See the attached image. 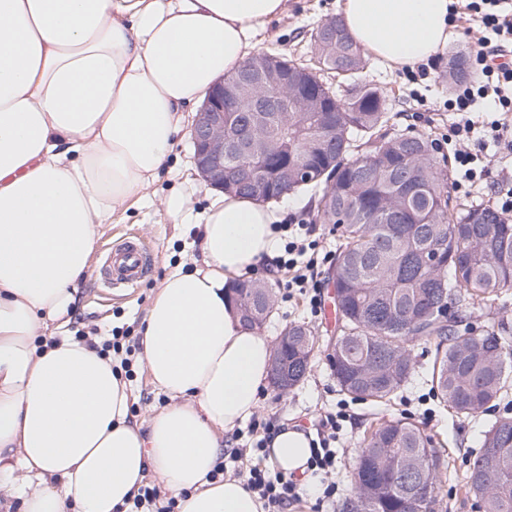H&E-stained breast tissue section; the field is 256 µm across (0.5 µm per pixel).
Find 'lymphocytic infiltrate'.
<instances>
[{
	"mask_svg": "<svg viewBox=\"0 0 512 512\" xmlns=\"http://www.w3.org/2000/svg\"><path fill=\"white\" fill-rule=\"evenodd\" d=\"M457 8L474 20L484 32L478 40L476 61L481 70L476 80L459 85L448 101L450 111L459 116L450 135L455 140V160L464 172L466 181L478 179L477 156L470 150L469 143L474 137L476 122L471 114L477 102H484L487 111L499 113L500 118L493 122V138L506 142L512 148V122L507 121V113L512 112V64L505 58L512 54V0H457ZM286 234L284 252L277 256V267L291 270L293 277L289 288L299 289L308 294L312 308H319L320 285L315 279L318 263L317 241H305L294 225L282 227ZM277 429L273 419L252 418L248 432L256 440L248 449L230 448L224 458L218 461L214 472L222 475H237V461L244 454L265 455L268 436ZM336 437V417L327 415L317 429V439L312 456L307 463L306 476L315 478L327 476L336 470V451L330 442ZM247 489L257 493L263 501L265 512H285L288 505L302 499L301 482L296 476H288L257 464L250 468L246 479Z\"/></svg>",
	"mask_w": 512,
	"mask_h": 512,
	"instance_id": "obj_1",
	"label": "lymphocytic infiltrate"
}]
</instances>
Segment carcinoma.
Wrapping results in <instances>:
<instances>
[{"mask_svg": "<svg viewBox=\"0 0 512 512\" xmlns=\"http://www.w3.org/2000/svg\"><path fill=\"white\" fill-rule=\"evenodd\" d=\"M341 36L322 27L310 34L311 62L277 52L280 72L300 70L308 106L280 103L248 109L244 103L279 86L244 64L224 83L238 103L224 111L225 131L254 144L252 163L264 179L279 180L224 192L271 202L310 188L320 190L316 217L340 229L330 272L336 289V335L325 345L340 391L379 408L396 399L414 372L412 347L432 354L430 388L457 417L502 402L512 377V326L485 324L512 290V220L489 206L452 209L454 180L427 135L389 133L385 96L359 79L361 52L339 20ZM333 73L339 87L320 83ZM248 326L266 322L274 309L267 283L233 286ZM277 353L297 386L320 350L306 325L290 323ZM445 458L427 429L408 417L374 416L365 429L353 471L354 494L338 512H438ZM465 484L480 512H512V414L487 424Z\"/></svg>", "mask_w": 512, "mask_h": 512, "instance_id": "carcinoma-1", "label": "carcinoma"}]
</instances>
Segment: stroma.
Here are the masks:
<instances>
[{
    "instance_id": "1",
    "label": "stroma",
    "mask_w": 512,
    "mask_h": 512,
    "mask_svg": "<svg viewBox=\"0 0 512 512\" xmlns=\"http://www.w3.org/2000/svg\"><path fill=\"white\" fill-rule=\"evenodd\" d=\"M287 2L286 13L258 35L257 48L302 59L306 56L312 30L335 16L336 0ZM474 26V21L455 18L447 47L426 60L428 74L415 84L408 81L403 70L390 69L373 58H366L360 77L386 96L395 131L409 135L424 133L435 139L449 132L457 119L455 112L448 109L454 91L441 80L440 73L448 63L449 52L461 50L468 60H475L474 38L470 33ZM471 149L479 154L485 174L475 184L458 187L455 194L463 203L499 207L512 190V150L496 146L488 138L473 141ZM172 166V172L163 175L151 187L146 201L128 211L122 222L110 225L100 242L101 247L113 248L126 235L140 238L151 251V265L144 281L133 290H108L99 283V267H92L78 288L75 310L68 317L69 335L81 332L89 337L103 336L110 334L112 328L120 327L127 330L129 336H138L146 310L168 265L189 262L198 256L200 227L172 224L160 204L161 198L176 185L183 187L186 206L192 214L201 213L209 203L210 191L202 185L194 167L189 133H182L173 153ZM252 277L271 284L276 294L274 311L261 329L270 343H277L282 330L291 322L307 325L324 340L334 335L335 323L321 315L312 316L303 296L288 294L280 276L269 274L261 267ZM413 354L415 371L387 412L422 422L446 456L448 469L443 481L442 512H474L463 488V477L470 459L479 449L481 434L492 414L481 410L458 417L440 405L429 391L430 353L417 345ZM338 410L344 411L345 416L338 421V460L331 479L336 483V497L341 500L352 493L353 464L373 409L368 403L353 400L341 392L325 352H317L305 378L288 393H278L269 386L263 388L257 413L309 433L321 416Z\"/></svg>"
}]
</instances>
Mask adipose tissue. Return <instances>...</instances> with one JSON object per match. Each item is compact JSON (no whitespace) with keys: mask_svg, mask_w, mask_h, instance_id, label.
<instances>
[{"mask_svg":"<svg viewBox=\"0 0 512 512\" xmlns=\"http://www.w3.org/2000/svg\"><path fill=\"white\" fill-rule=\"evenodd\" d=\"M450 0H337L363 53L411 67L448 41ZM287 0H0V494L22 512H116L155 474L178 512H264L212 478L225 431L250 418L270 368L237 315L236 278L278 254L282 210L226 194L199 217L201 265L176 264L143 319L140 362L169 402L131 418L110 361L46 322L72 309L104 227L171 162L189 105L255 52ZM281 470L311 438L282 426Z\"/></svg>","mask_w":512,"mask_h":512,"instance_id":"ef3b65f1","label":"adipose tissue"}]
</instances>
